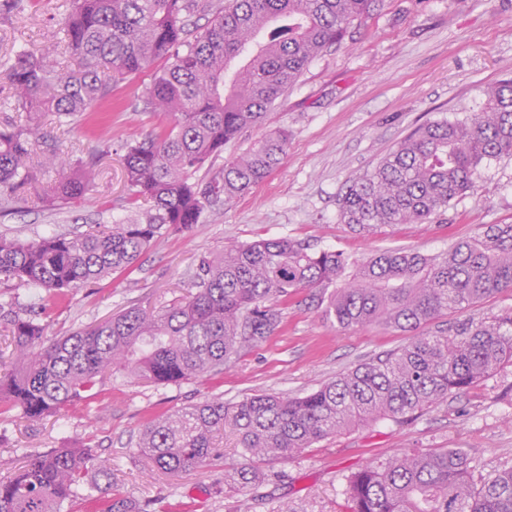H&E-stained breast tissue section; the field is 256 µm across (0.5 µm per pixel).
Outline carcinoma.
<instances>
[{
	"mask_svg": "<svg viewBox=\"0 0 512 512\" xmlns=\"http://www.w3.org/2000/svg\"><path fill=\"white\" fill-rule=\"evenodd\" d=\"M386 0H72L68 48L80 66L65 75L20 50L0 72L15 108L74 120L109 104L112 90L165 60L145 92L160 130L124 145L130 214L110 226L33 240L0 236V285L41 288L50 300L126 271L156 240L183 234L214 203L263 182L288 149L275 130L202 183L205 163L251 128L320 54ZM208 18L205 26L197 21ZM481 109L415 127L339 200L341 223L370 233L384 224H421L472 190L481 168L512 157V78L483 89ZM30 131L0 127V206L29 181ZM59 180L51 200L83 198L95 179L46 157ZM512 288V224L427 256L395 248L364 260L289 238L232 244L201 262L191 291L166 307H132L67 336L13 317L0 352V407L37 421L85 398L115 370L145 383L181 384L221 371L240 350L282 324V307L302 292L346 329L384 325L414 332L445 313ZM512 363V310L461 322L373 357L303 397H213L148 420L138 447L172 477L213 463L215 438L233 437L240 463L229 474L247 491L260 465L292 460L314 444L380 421L406 422ZM108 474L87 448L34 453L0 481V512H61L81 493L88 471ZM351 512H512V469L473 478L461 448L404 451L346 479Z\"/></svg>",
	"mask_w": 512,
	"mask_h": 512,
	"instance_id": "cac0c4a2",
	"label": "carcinoma"
}]
</instances>
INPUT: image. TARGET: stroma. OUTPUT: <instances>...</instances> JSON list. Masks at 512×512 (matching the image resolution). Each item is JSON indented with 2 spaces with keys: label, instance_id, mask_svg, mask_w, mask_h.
I'll return each instance as SVG.
<instances>
[{
  "label": "stroma",
  "instance_id": "1",
  "mask_svg": "<svg viewBox=\"0 0 512 512\" xmlns=\"http://www.w3.org/2000/svg\"><path fill=\"white\" fill-rule=\"evenodd\" d=\"M68 13L69 0H24L23 10L0 13V63L23 49L47 55L56 71L69 70L73 61L59 50ZM162 66L155 61L113 91L120 106L102 128L76 120L62 125L49 112L30 117L15 111L0 90V122L28 129L36 142L28 184L12 205L0 209V234L26 240L82 232L126 215L123 146L143 139L159 122L145 111L143 91ZM510 75L512 0H387L383 9L353 25L340 45L314 59L261 126L212 162L221 168L265 132L287 130L288 151L265 181L228 204L207 208L188 233L158 240L130 270L72 289L50 309H42L37 289L0 288V319L31 318L55 337L133 305L160 309L188 292L204 258L232 243L289 237L360 260L400 247L437 254L486 225L512 224V158L484 167L474 191L425 224L362 233L342 224L338 212L351 181L373 169L415 126L465 116L480 106L486 85ZM52 148L67 161L97 163L98 178L84 199L51 204L58 174L44 161ZM511 307L512 289L439 317L423 330L432 334L452 322L478 321ZM282 317L275 336L241 350L220 373L153 386L116 373L95 398L39 422L0 411V479L31 453L87 446L109 462L112 475L99 477V491L77 501L73 512H106L117 496L134 498L144 512H350L342 493L346 477L402 451L464 449L478 477L512 468V365L506 364L406 423L360 426L293 460L263 466L260 483L241 495L215 490L225 470L239 461L229 444L223 459L205 470L177 477L152 470L137 447L146 420L220 395L228 401L264 392L302 396L411 339L382 325L338 328L302 296Z\"/></svg>",
  "mask_w": 512,
  "mask_h": 512
}]
</instances>
